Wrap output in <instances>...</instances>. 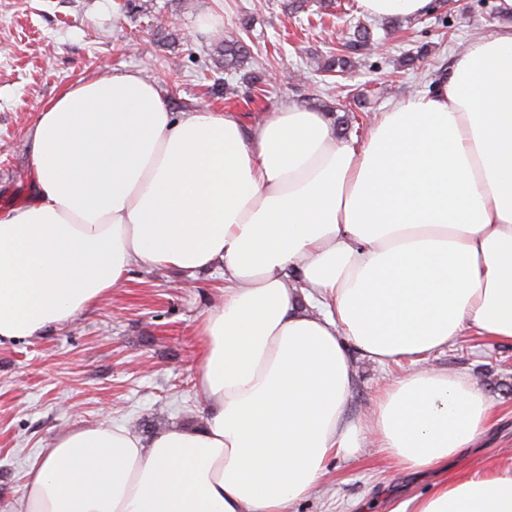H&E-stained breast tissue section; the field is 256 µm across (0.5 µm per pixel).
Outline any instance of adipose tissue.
<instances>
[{"label":"adipose tissue","mask_w":512,"mask_h":512,"mask_svg":"<svg viewBox=\"0 0 512 512\" xmlns=\"http://www.w3.org/2000/svg\"><path fill=\"white\" fill-rule=\"evenodd\" d=\"M29 150L33 198L0 213V345L66 324L135 264L222 269L224 296L198 325L204 426L73 427L30 464L20 512H285L367 437L417 472L497 423L470 377L425 362L468 329L512 343V26L361 142L296 104L248 128L177 119L122 71L56 96ZM354 351L413 365L365 422L348 416ZM390 512H512V465Z\"/></svg>","instance_id":"adipose-tissue-1"}]
</instances>
